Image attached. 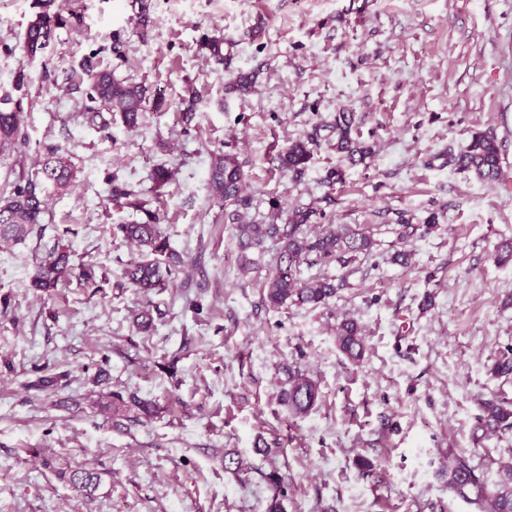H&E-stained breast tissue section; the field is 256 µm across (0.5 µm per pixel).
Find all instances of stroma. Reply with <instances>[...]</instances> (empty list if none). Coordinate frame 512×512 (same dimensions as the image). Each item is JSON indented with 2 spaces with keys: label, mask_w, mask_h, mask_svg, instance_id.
Masks as SVG:
<instances>
[{
  "label": "stroma",
  "mask_w": 512,
  "mask_h": 512,
  "mask_svg": "<svg viewBox=\"0 0 512 512\" xmlns=\"http://www.w3.org/2000/svg\"><path fill=\"white\" fill-rule=\"evenodd\" d=\"M41 10L0 0V100L28 140L0 152V188L50 147L72 179L34 233L0 245V512H266L275 494L284 512H471L438 473L448 449L490 483L512 458V432L473 440L480 401L512 400V378L489 372L512 349V265L493 259L512 240V0H55L61 20L29 65L16 47ZM213 36L218 58L202 47ZM88 59L162 91L164 106L133 129L85 122ZM242 74L250 91L232 86ZM340 112L372 146L367 162L327 146ZM476 132L499 146L497 182L446 162ZM312 136L306 166L279 171L280 151ZM221 151L243 166L248 220L303 203L371 229L350 288L317 308L263 301L276 244L241 250L232 225L203 218ZM162 164L174 177L157 198ZM116 182L149 200L195 268L191 286L177 278L145 298L124 284L137 251L112 227L144 215L110 200ZM432 214L436 226L399 241V216L420 226ZM57 245L94 265L99 286L32 288ZM400 248L403 267L390 260ZM143 307L146 333L132 321ZM346 317L366 336L358 363L336 343ZM290 364L320 391L298 419L277 401ZM50 373L56 386L34 387ZM126 391L156 414L118 429L94 395ZM229 451L248 471L225 470ZM82 468L98 473L92 493L70 481Z\"/></svg>",
  "instance_id": "35a3bbf8"
}]
</instances>
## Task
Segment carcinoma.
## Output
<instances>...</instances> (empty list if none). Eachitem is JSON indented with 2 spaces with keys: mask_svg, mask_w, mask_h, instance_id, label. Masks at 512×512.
<instances>
[{
  "mask_svg": "<svg viewBox=\"0 0 512 512\" xmlns=\"http://www.w3.org/2000/svg\"><path fill=\"white\" fill-rule=\"evenodd\" d=\"M56 24L47 14H39L33 20L19 45L22 57L29 63L50 43ZM87 84L82 115L92 125L106 127L110 124L102 112L120 114L129 128L138 126L144 104L145 89L118 80L112 72L85 65ZM328 130L336 136L333 146L350 163H363L371 157L372 149L360 140L354 128V118L349 112H338ZM25 135L20 113L0 109V144H24ZM318 141L313 138L298 140L285 147L278 156L279 168L295 172L309 162ZM448 164L469 171L481 180L496 182L501 177V157L495 140L484 134H475L470 143L457 154L448 153ZM71 169L68 158L57 149L40 157L39 167L31 176H20L8 194H0V242L19 243L32 234L42 223L46 213L49 189L68 186ZM245 175L236 155L216 154L209 171V209L215 217L228 219L235 230L242 249L265 250L266 243L279 244L274 263L269 269L265 284L266 302L279 308L288 304L317 307L327 303L339 291L349 287V277L356 272L353 264L360 257H368L373 249L371 235L349 225L322 226L318 233L304 231V227L317 221V212L309 206H296L286 212L281 224H259L243 220V211L252 205L251 198L243 194ZM125 200L126 204L144 211L147 220L140 223L115 224L112 232L135 244L141 257L125 265L122 278L144 295L165 286L175 275L183 276L184 283L193 280V273L180 256L169 246L158 229L156 216L146 209V202L134 197V193L121 184L111 189V200ZM436 224L431 216L423 227ZM399 237L403 240L416 234L420 225L400 219ZM336 263L345 273L336 277L316 279L302 278V267ZM72 276L88 285L96 284L92 266L75 264L71 254L58 248L36 264L31 277L32 287L48 291L57 286L60 278ZM337 341L341 351L351 360L359 361L366 351V341L360 324L345 319L337 327ZM498 377L512 376V352L501 354L491 367ZM287 380L279 393V401L288 414L303 417L317 404V384L299 368H286ZM151 402L135 393L126 395L112 392L100 402V409L112 417L113 425L139 421L135 412L144 415L152 412ZM481 414L477 418L475 432L480 440L492 435L512 431V403L488 399L480 403ZM447 466L444 470L448 492L473 506L475 512H512V460L498 463V480L488 484L471 465L470 459L453 449H448ZM74 485L85 491L96 488L98 474L91 470L76 471L71 476Z\"/></svg>",
  "mask_w": 512,
  "mask_h": 512,
  "instance_id": "cac0c4a2",
  "label": "carcinoma"
}]
</instances>
